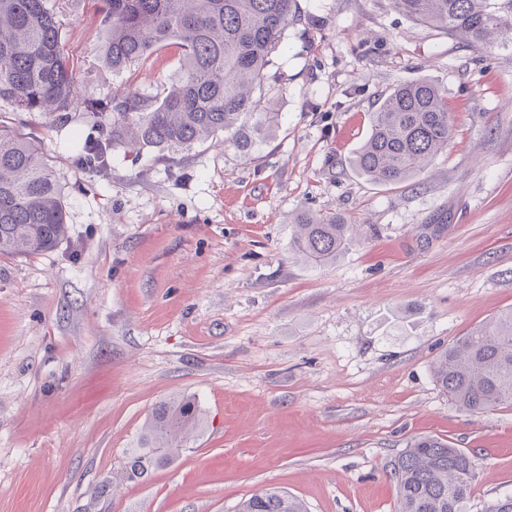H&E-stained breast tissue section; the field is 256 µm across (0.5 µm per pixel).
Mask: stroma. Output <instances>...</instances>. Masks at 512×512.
Returning a JSON list of instances; mask_svg holds the SVG:
<instances>
[{
	"label": "stroma",
	"mask_w": 512,
	"mask_h": 512,
	"mask_svg": "<svg viewBox=\"0 0 512 512\" xmlns=\"http://www.w3.org/2000/svg\"><path fill=\"white\" fill-rule=\"evenodd\" d=\"M82 94L167 90L170 46L116 74L100 0H49ZM250 156L207 141L80 162L99 121H7L67 194L69 239L0 257V512H237L268 487L308 512H395L389 461L416 436L478 459L467 512L512 491V408L459 411L431 374L512 308V48L472 52L391 0H297ZM420 78L448 101V149L415 179L352 159L380 94ZM358 234L336 262L289 249L297 211ZM195 397L206 430L147 480L122 473L155 404Z\"/></svg>",
	"instance_id": "stroma-1"
}]
</instances>
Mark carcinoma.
I'll use <instances>...</instances> for the list:
<instances>
[{
    "label": "carcinoma",
    "instance_id": "carcinoma-1",
    "mask_svg": "<svg viewBox=\"0 0 512 512\" xmlns=\"http://www.w3.org/2000/svg\"><path fill=\"white\" fill-rule=\"evenodd\" d=\"M47 0H0V103L19 112H48L60 122L83 112L112 114L101 138L84 155L105 163L107 147L189 150L221 138L245 154L278 126V113L255 111L253 93L267 79L269 54L296 17V0H102L110 36L107 65L121 73L177 44L183 66L161 98L129 88L110 99L75 97L76 81L61 47ZM409 19L432 25L475 53L512 46V0H392ZM448 102L427 79L385 92L353 166L367 180L403 183L448 149ZM353 225L336 215L300 211L291 251L317 264L335 262ZM69 238L65 197L39 143L0 121V255L51 250ZM448 399L467 414L512 407V310L458 337L432 364ZM198 401L175 395L148 416L138 447L128 451L124 475L144 480L170 465L203 432ZM477 475L476 456L439 438L419 437L389 463L396 512H466ZM238 512H307L295 496L266 488L241 502Z\"/></svg>",
    "mask_w": 512,
    "mask_h": 512
}]
</instances>
